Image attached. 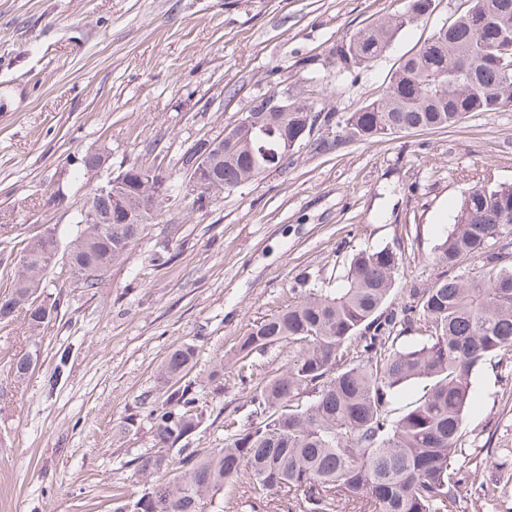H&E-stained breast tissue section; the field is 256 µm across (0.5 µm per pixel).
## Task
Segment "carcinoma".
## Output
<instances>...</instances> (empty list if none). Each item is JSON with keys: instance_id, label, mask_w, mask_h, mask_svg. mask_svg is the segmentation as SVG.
Masks as SVG:
<instances>
[{"instance_id": "1", "label": "carcinoma", "mask_w": 512, "mask_h": 512, "mask_svg": "<svg viewBox=\"0 0 512 512\" xmlns=\"http://www.w3.org/2000/svg\"><path fill=\"white\" fill-rule=\"evenodd\" d=\"M449 26L438 29L405 57L384 92L343 120L345 135L372 141L411 129H444L469 113L495 112L512 101V0H469ZM431 0H407L404 10L383 18L336 46L346 68H362L386 51L404 29L418 24ZM252 110L266 130L224 142V161L212 171L217 198L263 173L264 151L302 141L314 122L313 106L291 112ZM129 207L97 200L110 224L76 222L68 253L74 282L94 288V273L137 239L145 224L139 200L152 203L137 178L127 183ZM512 244V185L476 183L464 192L452 231L439 245L445 270L426 288L410 290V302L388 309L402 255L391 248L359 251L334 288H312L284 310L255 324L231 356L238 377L254 376L253 354L286 343L288 367L256 383L255 418L224 429V447L193 451L175 461L170 451L198 427L199 383L190 377L196 348L169 351L157 375L162 404L150 413L159 450L130 460L136 472L156 476L140 493L121 487L116 499H132L141 512H204L212 497L232 492L246 473L254 499L288 493L289 512H460L464 483L457 462L467 410L473 402L472 370L488 357L512 351V269L494 270ZM8 294L23 300L29 331L40 334L56 303L40 288L57 250L50 232L29 246ZM480 257L483 269H462ZM419 331L400 345L401 334ZM423 381L418 397L399 416L393 405L402 389ZM512 497V477L487 488Z\"/></svg>"}]
</instances>
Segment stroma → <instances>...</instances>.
<instances>
[{
  "instance_id": "obj_1",
  "label": "stroma",
  "mask_w": 512,
  "mask_h": 512,
  "mask_svg": "<svg viewBox=\"0 0 512 512\" xmlns=\"http://www.w3.org/2000/svg\"><path fill=\"white\" fill-rule=\"evenodd\" d=\"M405 3L0 0V293L38 236L53 230L67 245L110 173L142 163L179 175L187 149L274 90L335 115L238 189L200 206L173 194L96 288L67 279L57 254L42 295L58 312L39 336L22 314L0 321V512H115V487H146L131 461L157 450V373L184 343L198 349L204 419L183 445L223 447L225 422L252 419L253 385L224 362L252 324L383 247L404 259L391 305L409 303L441 270L462 192L481 178L512 184V108L345 139V115L467 6L433 0L368 67L338 62L337 44ZM90 149L107 153L104 169L80 165ZM161 253L171 260L159 266ZM24 352L35 366L19 381L10 360ZM471 383L459 461L512 475V352L480 364ZM207 512H286V496L256 501L244 475Z\"/></svg>"
}]
</instances>
